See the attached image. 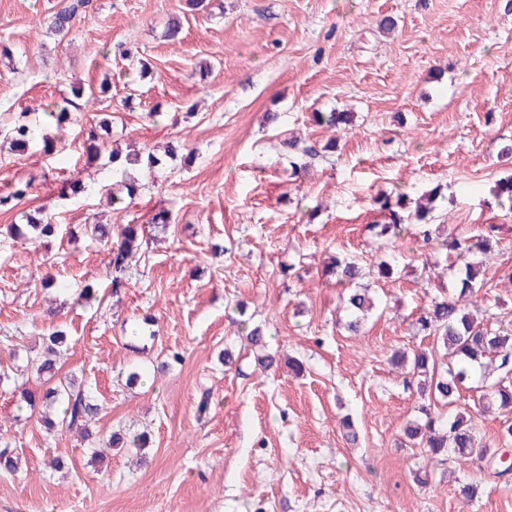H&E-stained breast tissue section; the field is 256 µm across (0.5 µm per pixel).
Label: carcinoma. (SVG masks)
I'll return each instance as SVG.
<instances>
[{
  "instance_id": "cac0c4a2",
  "label": "carcinoma",
  "mask_w": 512,
  "mask_h": 512,
  "mask_svg": "<svg viewBox=\"0 0 512 512\" xmlns=\"http://www.w3.org/2000/svg\"><path fill=\"white\" fill-rule=\"evenodd\" d=\"M89 2L76 0L54 12L50 17V30L57 34L69 32L80 10ZM46 117L51 119L58 132L76 121L74 113L65 105L54 106ZM353 117V113L345 111L315 113L318 124L343 130L353 125ZM107 126L108 121L103 118L86 129L89 153H101L99 141ZM0 137L18 153L39 147L46 155L56 153L62 156L67 150V147L56 144L59 137L52 136L44 125L37 122H1ZM161 162L162 159L150 150L133 149L123 156L114 149L109 153L112 182L101 186L99 193L112 199L114 205L120 202L118 193L123 190L132 200L141 190L142 174ZM39 178L44 180L46 175ZM39 178L32 176L16 182L9 192L0 193V211L7 213L31 197ZM495 195L500 199V205L512 211V177L497 183ZM438 197L440 191L437 187L414 202L400 192L378 196L375 203L381 210L389 212L390 223L380 225L377 236L381 239L396 236L408 224L414 228L415 235L422 238L423 244L429 245L432 241L430 226L435 219L434 202ZM10 228L13 237L23 241L52 238L61 232V225L44 220L39 211L25 215V223L12 224ZM84 232L107 247L112 287H123L130 272V260L146 238L145 227L123 224L114 234L107 224H88ZM490 245V238L484 235L470 244H462L455 239L448 242V249L455 254L461 270L457 288L431 299L416 321L418 332L431 339V346L427 349L410 348L399 353L407 375L418 381L420 395L428 399V404L419 407L417 420L405 426L400 444H418L425 449V455L431 461L442 465L454 463L461 467L475 460L484 461L490 465L488 475L499 478L512 473L505 467H499L503 452L512 446V421L506 419L502 422L499 447L493 451L478 439L474 416H480L492 407L504 415L512 414V327L479 321L466 311V306L474 303V298L484 287V280L480 278L484 262L482 256L487 254ZM332 273L344 288L342 304L348 312L344 328L357 335L369 314L377 308L371 288L362 283L366 277L363 265L354 258L341 256L334 260ZM242 326L248 343L259 348L265 346L260 326L250 327L246 320L242 321ZM68 349L69 337L63 330L39 337L38 345L31 348L27 356L25 369L0 367V386L20 389V400L34 408L36 392L27 387V382L32 378L51 380L58 371L57 360ZM466 388L480 392L481 408L474 411L469 405L461 406L462 391ZM41 401L49 410L42 423L50 433L78 431L86 433L89 438L91 434L87 433V427L103 410L93 387L73 376L45 389ZM106 445L119 450L135 448L143 451L149 447V442L144 433L129 439L125 434L114 431ZM20 465V457L14 454L13 449L7 444L0 445V471L14 473Z\"/></svg>"
}]
</instances>
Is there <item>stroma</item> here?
Returning <instances> with one entry per match:
<instances>
[{
	"label": "stroma",
	"mask_w": 512,
	"mask_h": 512,
	"mask_svg": "<svg viewBox=\"0 0 512 512\" xmlns=\"http://www.w3.org/2000/svg\"><path fill=\"white\" fill-rule=\"evenodd\" d=\"M62 0H0V116L42 119L72 88L112 86L82 103L66 134L85 193L41 186L0 213V367L38 334L64 327L71 347L60 376L94 386L104 405L94 439L148 431L145 462L127 452L91 461L74 434H47L19 417V396L0 388V441L22 468L0 473V512H512V480L489 481L465 503L458 482L420 449L402 446L417 415V386L392 366L417 347L411 323L449 282L453 254L411 234L388 240L397 276L379 279L383 312L362 334L340 328L342 288L324 263L339 252L374 262L379 193L417 196L442 187L437 223L475 238L497 225L486 259L485 319L512 324V212L493 194L512 175V0H92L65 35L48 19ZM394 17L396 29L379 21ZM182 18L178 39L165 38ZM147 61L126 74V56ZM354 112L338 133L314 115ZM159 119H150V112ZM278 112L268 126L264 113ZM107 115L108 147L192 150L164 159L122 210L99 189L103 159L88 160L81 132ZM318 147L290 180V136ZM338 138L335 152L324 151ZM38 150L0 153V188L48 165ZM167 209L166 229L152 215ZM41 210L62 235L34 244L9 233ZM147 225L125 287L109 295L105 247L83 225ZM50 271L58 287L36 285ZM100 293L86 306L80 290ZM266 331L268 351L298 358L265 370L240 341L238 304ZM60 307L59 316L48 315ZM140 337H132L133 328ZM235 364L225 368L221 351ZM180 362H173V354ZM145 383L128 387L133 368ZM351 416L360 439L339 426ZM69 469L51 470L55 457ZM429 467L428 483L415 472Z\"/></svg>",
	"instance_id": "1"
}]
</instances>
